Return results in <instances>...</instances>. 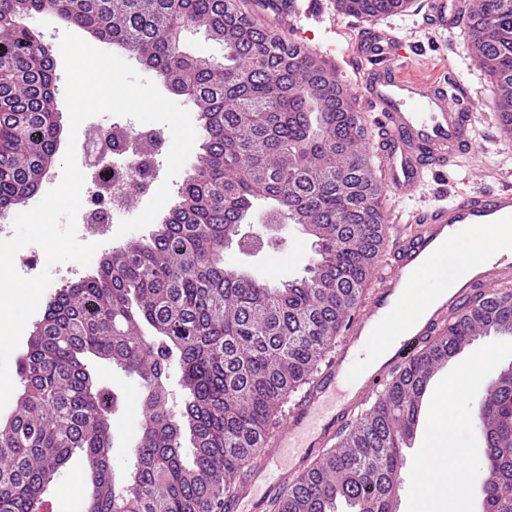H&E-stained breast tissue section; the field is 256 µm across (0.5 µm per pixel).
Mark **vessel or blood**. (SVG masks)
I'll return each mask as SVG.
<instances>
[{"label":"vessel or blood","instance_id":"b4317fda","mask_svg":"<svg viewBox=\"0 0 512 512\" xmlns=\"http://www.w3.org/2000/svg\"><path fill=\"white\" fill-rule=\"evenodd\" d=\"M431 26L458 27L459 0H429ZM362 76L351 86L375 113L377 136L368 142L390 193L412 194L426 180L463 167L482 114L468 110L467 91L449 79L409 77L402 69L407 42L368 21L358 41ZM409 229L387 226L397 244L315 387L287 414L279 433L266 440L242 479V492L226 512H260L282 485L300 478L304 462L350 422L377 394L389 373L409 362L446 324L468 296L491 284L512 282V254L481 267L449 271L453 249L487 224L512 223V189H457L438 205L413 211ZM433 297L421 311L407 302L411 287Z\"/></svg>","mask_w":512,"mask_h":512}]
</instances>
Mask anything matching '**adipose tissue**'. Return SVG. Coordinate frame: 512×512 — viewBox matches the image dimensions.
<instances>
[{
	"label": "adipose tissue",
	"mask_w": 512,
	"mask_h": 512,
	"mask_svg": "<svg viewBox=\"0 0 512 512\" xmlns=\"http://www.w3.org/2000/svg\"><path fill=\"white\" fill-rule=\"evenodd\" d=\"M512 248V224H493L477 232L468 242L456 246L461 264L482 265L492 257ZM448 445V426L442 414H435L429 427L423 450L424 465L417 474L422 482L418 486V512H433V504L448 495L447 464L443 461V450Z\"/></svg>",
	"instance_id": "1"
}]
</instances>
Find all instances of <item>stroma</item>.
Segmentation results:
<instances>
[{"label": "stroma", "instance_id": "stroma-1", "mask_svg": "<svg viewBox=\"0 0 512 512\" xmlns=\"http://www.w3.org/2000/svg\"><path fill=\"white\" fill-rule=\"evenodd\" d=\"M299 5L313 3L312 16L302 18L286 31V38L303 43L310 54L334 69L340 79L355 77L357 42L362 22L341 14L336 0H297ZM427 0H413L404 11L386 16L389 23L408 43L419 50L412 61L413 73L428 77L451 74L470 94L473 111L493 113L497 99L493 80L475 65L470 57L463 29L441 34L425 21ZM475 152L468 167L459 174L468 186L512 189V144L507 143L502 129L485 122L475 136ZM265 206H257L251 216L255 238L262 248H245L238 243L224 250V265L243 270L270 286L303 276L313 256L312 240L294 224L270 227L263 224ZM492 359L497 367L512 364V336L494 332L477 337L470 345L440 369L431 379L424 397L416 436L404 449L405 464L401 472L396 512H413L416 490L413 476L422 457L435 397L442 385L455 381L470 364ZM92 370L103 388L117 393L122 405L112 417V465L117 476H124L133 463V453L141 431V398L143 389L137 378L126 375L112 363L98 360ZM487 384L481 380L469 383L464 394L449 400L443 414L448 422L450 439L448 457L464 456L465 462L454 475L455 484L463 489L464 498H449V512H480V486L485 478L483 468L484 437L475 419V409L485 396Z\"/></svg>", "mask_w": 512, "mask_h": 512}]
</instances>
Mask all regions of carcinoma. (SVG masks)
<instances>
[{
	"instance_id": "carcinoma-1",
	"label": "carcinoma",
	"mask_w": 512,
	"mask_h": 512,
	"mask_svg": "<svg viewBox=\"0 0 512 512\" xmlns=\"http://www.w3.org/2000/svg\"><path fill=\"white\" fill-rule=\"evenodd\" d=\"M403 6L339 0L342 13L364 19ZM47 12L125 49L188 99L201 143L163 222L58 289L35 323L16 369L20 392L0 421V512H43L76 456L90 484L85 512H225L284 405L313 384L349 328L384 249L385 187L362 152L364 127L335 72L258 27L237 0H0V216L25 204L56 161L53 48L22 23ZM463 25L511 125L512 8L471 0ZM190 29L223 45L224 60L188 53ZM258 200L272 201L266 223L297 224L313 239L305 276L279 288L224 267L225 245ZM491 331L512 336V285L471 297L271 512H336L339 501L348 512H395L402 448L432 375ZM91 357L143 388L135 461L121 478L112 466L121 399L97 384ZM173 362L178 413L165 384ZM476 415L484 512H512L509 369L490 378Z\"/></svg>"
}]
</instances>
